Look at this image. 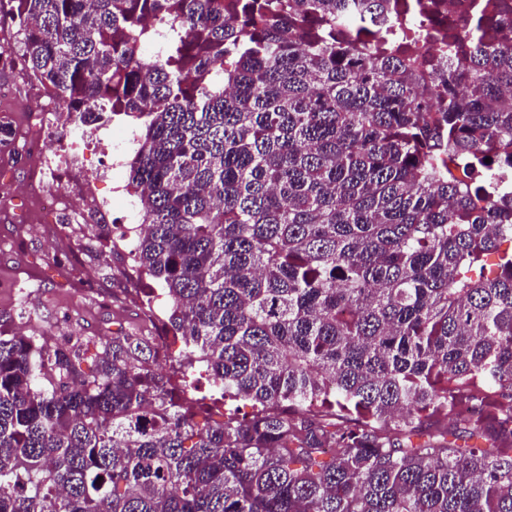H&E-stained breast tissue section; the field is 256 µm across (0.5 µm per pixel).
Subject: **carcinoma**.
Returning <instances> with one entry per match:
<instances>
[{
	"label": "carcinoma",
	"instance_id": "obj_1",
	"mask_svg": "<svg viewBox=\"0 0 512 512\" xmlns=\"http://www.w3.org/2000/svg\"><path fill=\"white\" fill-rule=\"evenodd\" d=\"M447 6L6 0L184 348L0 331V512H512V0ZM133 144V139L128 137L125 148L118 151L117 146L112 142V151H115H113V162L111 149L97 148L95 150H87L81 154L78 163L79 170L78 172H72L71 176L76 179L80 175H83L90 180H95L96 189L94 184L89 181L83 183L74 182L70 185L67 193L69 202L72 196H81L87 201L93 202L97 200L96 190L99 196L108 197L111 192V180L107 177V173H110L111 163L112 169H116L122 164L119 170L114 171V176L118 177L122 184L125 185V181L127 180V168L125 167V163L133 155L135 148V146L132 147ZM131 147L132 149H130ZM127 150L129 151L125 154ZM122 184L118 179L113 180L112 193L117 196H122L125 191Z\"/></svg>",
	"mask_w": 512,
	"mask_h": 512
}]
</instances>
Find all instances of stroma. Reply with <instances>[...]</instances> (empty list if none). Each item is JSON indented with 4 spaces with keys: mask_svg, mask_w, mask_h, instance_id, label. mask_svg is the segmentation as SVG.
<instances>
[{
    "mask_svg": "<svg viewBox=\"0 0 512 512\" xmlns=\"http://www.w3.org/2000/svg\"><path fill=\"white\" fill-rule=\"evenodd\" d=\"M0 117L16 132L14 143L0 151V330H23L64 342L72 334L105 337L124 331L166 335L150 321L143 295L156 282L140 274L124 251L120 234L130 220L120 203L106 210L82 209L84 232L73 231L72 212L46 207L29 211L25 190L47 158L31 146L24 131L31 120L52 111L53 101L21 68L0 69ZM112 152L85 151L80 175L94 180L99 196H109L112 178L126 179V169L112 170ZM104 225L112 246L101 245L90 229ZM75 271V284L60 275Z\"/></svg>",
    "mask_w": 512,
    "mask_h": 512,
    "instance_id": "35a3bbf8",
    "label": "stroma"
}]
</instances>
